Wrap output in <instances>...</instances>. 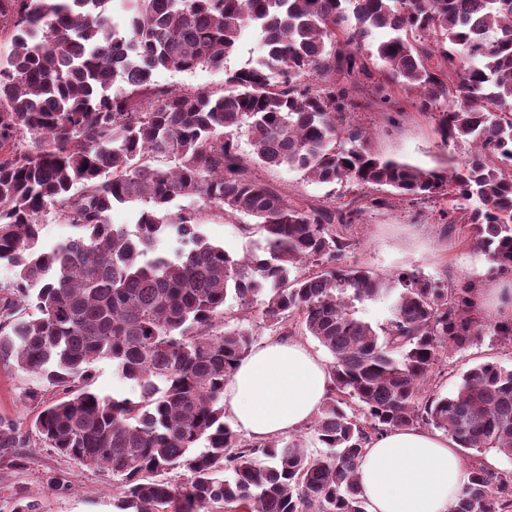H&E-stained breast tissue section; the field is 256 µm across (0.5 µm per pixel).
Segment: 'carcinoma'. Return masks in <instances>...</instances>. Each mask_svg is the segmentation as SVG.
I'll use <instances>...</instances> for the list:
<instances>
[{"instance_id": "1", "label": "carcinoma", "mask_w": 512, "mask_h": 512, "mask_svg": "<svg viewBox=\"0 0 512 512\" xmlns=\"http://www.w3.org/2000/svg\"><path fill=\"white\" fill-rule=\"evenodd\" d=\"M130 2L121 27L109 0H0L12 45L0 59V262L14 273L0 292V363L41 386L26 393L38 407L27 433L0 417V449L34 437L107 473L118 512H366L359 463L390 430L430 427L463 452L512 459V369L486 361L448 396L427 388L443 356L485 334L512 346V318L477 316L470 286L340 264L352 243L339 227L387 197L297 204L250 172L286 166L320 184L438 199L491 275H512V0ZM248 27L266 36V55L223 92L153 80L224 67ZM376 30L386 77L443 143L472 146L462 167L382 159L350 121L359 103L342 79L368 73ZM117 80L126 94L109 93ZM178 196L254 218L264 244L235 257L194 213L170 217ZM132 201L150 205L135 230L111 223L113 206ZM49 207L81 235L42 245ZM165 234L185 245L173 258L155 253ZM379 299L386 323L355 316L353 303ZM256 304L276 335L310 336L331 356L310 425L325 458L297 439L252 443L224 422V383L253 349L243 322ZM101 361L139 395L94 391ZM469 471L452 512H512V469Z\"/></svg>"}]
</instances>
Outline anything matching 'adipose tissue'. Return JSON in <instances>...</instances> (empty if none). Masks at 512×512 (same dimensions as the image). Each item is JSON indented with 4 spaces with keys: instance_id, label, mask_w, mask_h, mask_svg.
Returning a JSON list of instances; mask_svg holds the SVG:
<instances>
[{
    "instance_id": "adipose-tissue-1",
    "label": "adipose tissue",
    "mask_w": 512,
    "mask_h": 512,
    "mask_svg": "<svg viewBox=\"0 0 512 512\" xmlns=\"http://www.w3.org/2000/svg\"><path fill=\"white\" fill-rule=\"evenodd\" d=\"M330 384L307 345L276 338L239 362L224 386V405L240 431L264 441L308 423ZM468 478L457 445L419 428L373 437L359 465L367 512H451Z\"/></svg>"
}]
</instances>
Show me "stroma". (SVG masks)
Returning <instances> with one entry per match:
<instances>
[{
    "label": "stroma",
    "mask_w": 512,
    "mask_h": 512,
    "mask_svg": "<svg viewBox=\"0 0 512 512\" xmlns=\"http://www.w3.org/2000/svg\"><path fill=\"white\" fill-rule=\"evenodd\" d=\"M260 42L259 30L247 28L223 68L159 70L154 79L161 84L221 91L229 73L261 61ZM368 65L370 77L351 78L347 84L357 99L367 102L366 108L357 112L356 120L369 130L371 150L423 168L460 167L469 145L442 143L434 121L411 107L404 91L392 84L375 89V82L382 79L381 61L372 58ZM260 175L293 202L341 207L360 194L357 187L314 183L301 172L285 167L264 169ZM169 210L174 214L194 212L206 238L236 254L255 251L263 243L262 230L249 216L227 217L203 206L198 199L182 196L173 199ZM345 234L352 242L344 256L345 264L365 267L381 277L414 270L435 278L447 277L455 286L472 284L483 295L479 314L490 320L498 317L502 291L512 289V278L493 277L483 270L487 258L469 241L467 231L457 227L444 233L438 206L431 201L413 205L394 200L389 207L366 213L362 223L346 227ZM488 360L512 369V346L482 336L466 350L449 353L440 374L431 380V391L440 396L451 394L468 368ZM36 386V381L24 373L0 364V416L27 429L36 409L26 393ZM18 454L23 459L19 468L0 456V512H11L19 494L38 502L39 512H117L112 480L106 473L81 467L50 448L32 445L19 449ZM59 474L66 476L67 490L50 487V478Z\"/></svg>",
    "instance_id": "stroma-1"
}]
</instances>
